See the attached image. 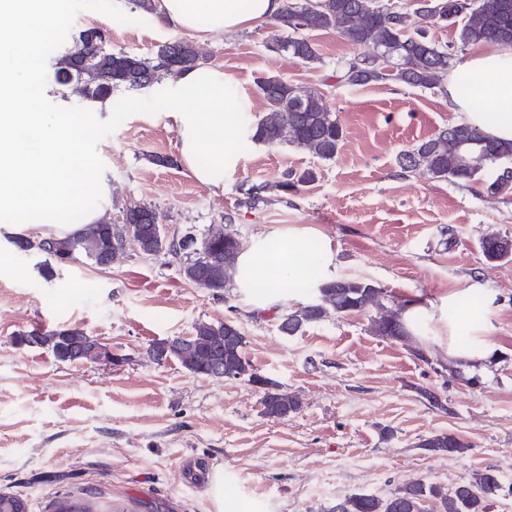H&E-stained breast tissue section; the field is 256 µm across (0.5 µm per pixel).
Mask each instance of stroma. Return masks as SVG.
Here are the masks:
<instances>
[{
    "label": "stroma",
    "instance_id": "obj_1",
    "mask_svg": "<svg viewBox=\"0 0 512 512\" xmlns=\"http://www.w3.org/2000/svg\"><path fill=\"white\" fill-rule=\"evenodd\" d=\"M62 10L33 77L45 112L90 107L76 87L62 94L53 80L55 59L80 32L102 29L113 51L142 56L182 37L160 16L141 18L131 0H63ZM277 33L266 22L198 50L203 64L232 78L256 120L266 109L260 76L320 89L344 130L333 160L253 143L223 190H213L176 162L163 81L115 92L116 113H101L85 142L107 185L96 208L117 223L129 204H146L163 214L169 234L202 237L222 224L245 247L273 227L312 230L334 255L335 277L380 287L392 311L427 306L422 329L389 340L371 333L367 315H331L286 336L280 316L304 301L287 288L277 308H261L236 286L215 293L187 281L182 258L133 248L107 267L56 266L48 281L47 255L0 236L8 257L0 270V494L24 498L28 512H51L65 496L92 499L98 512H213L206 489L219 469L235 512H324L354 494L386 497L418 480L450 488L485 469L512 484V258L491 264L482 252L486 238H512V192L402 173L403 150L463 120L441 88L337 83V62L358 46L333 30L312 32L322 57L314 68L267 51ZM290 170L315 179L282 192ZM254 186L265 187L267 201L251 207ZM466 296L492 303L464 324L435 315L443 301ZM227 319L243 333L254 368L299 399L298 413L269 418L261 392L244 379L194 376L175 358L149 355L154 343L191 335L198 321ZM66 328L121 364L61 362L16 341ZM465 334L488 336L484 369L449 364V336ZM437 432L469 443V454L423 449Z\"/></svg>",
    "mask_w": 512,
    "mask_h": 512
}]
</instances>
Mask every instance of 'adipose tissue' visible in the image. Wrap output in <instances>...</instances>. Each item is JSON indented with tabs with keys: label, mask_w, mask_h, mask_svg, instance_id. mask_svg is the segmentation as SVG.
Instances as JSON below:
<instances>
[{
	"label": "adipose tissue",
	"mask_w": 512,
	"mask_h": 512,
	"mask_svg": "<svg viewBox=\"0 0 512 512\" xmlns=\"http://www.w3.org/2000/svg\"><path fill=\"white\" fill-rule=\"evenodd\" d=\"M157 12L177 30L208 40L227 31L270 21L282 0H153ZM0 47L12 55L0 60V233L64 238L75 232L67 212L83 209L87 197L101 196L99 179L83 144L95 131L98 111L112 107L98 101L90 112H44L36 104L32 75L41 59L44 38L60 22L46 0H0ZM468 82L474 98L459 97ZM448 105L466 123L490 137L512 140V45L489 44L461 63L448 78ZM239 95L223 70L200 66L178 76L168 92L166 116L179 135V161L200 183L224 187L225 174L242 158L229 138L239 130ZM310 233L273 228L255 236L238 256L235 285L256 293L258 306L277 301L273 288L285 275L305 268Z\"/></svg>",
	"instance_id": "adipose-tissue-1"
}]
</instances>
